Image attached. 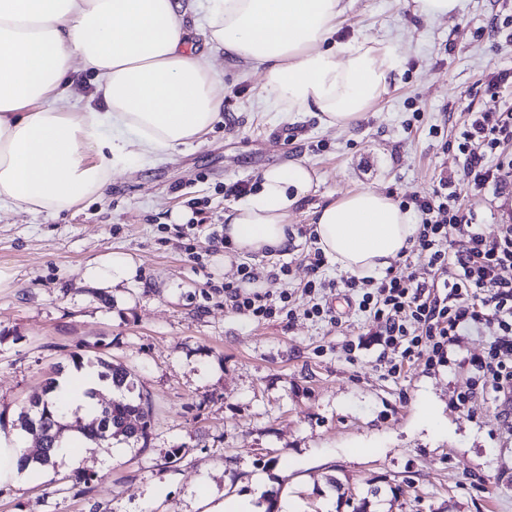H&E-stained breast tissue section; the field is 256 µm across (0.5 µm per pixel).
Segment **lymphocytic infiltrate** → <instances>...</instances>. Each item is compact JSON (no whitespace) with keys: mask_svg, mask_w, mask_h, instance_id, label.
Instances as JSON below:
<instances>
[{"mask_svg":"<svg viewBox=\"0 0 512 512\" xmlns=\"http://www.w3.org/2000/svg\"><path fill=\"white\" fill-rule=\"evenodd\" d=\"M476 139L488 152L512 141V111L475 113L460 134L457 148L465 156L462 182L479 190L501 181L505 165L489 164L485 154L471 152L469 145ZM457 199L453 190L436 191L413 201L421 222L408 255L434 270L432 284L393 273L379 280L353 276L326 280L322 277L326 258L317 250L306 256L312 278L303 291L312 294L343 287L357 296L359 311L379 328L380 343L399 356L389 367L394 376L399 375L402 361L414 356L432 366L445 363L449 348L466 331L491 335L487 357L475 366V385L481 395L505 405L512 402V365L504 361L512 355V280L502 278L500 272L512 266V224L499 225L495 236H485L472 214L457 207ZM452 227L466 238L457 250L448 244ZM224 297L236 311L258 319L284 311L266 292H245L228 284Z\"/></svg>","mask_w":512,"mask_h":512,"instance_id":"lymphocytic-infiltrate-1","label":"lymphocytic infiltrate"}]
</instances>
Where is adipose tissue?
I'll return each mask as SVG.
<instances>
[{"label":"adipose tissue","instance_id":"1","mask_svg":"<svg viewBox=\"0 0 512 512\" xmlns=\"http://www.w3.org/2000/svg\"><path fill=\"white\" fill-rule=\"evenodd\" d=\"M196 25L213 51L192 54L184 0H0V210L57 214L104 197L132 160L199 143L219 116L216 53L260 72L268 101L314 112L326 128L356 124L400 66L381 42L338 41L346 0H205ZM95 78L73 101L67 76ZM305 162L265 170L224 214L239 255H274L288 217L311 192ZM316 244L345 274H384L417 234L413 213L365 188L314 212Z\"/></svg>","mask_w":512,"mask_h":512}]
</instances>
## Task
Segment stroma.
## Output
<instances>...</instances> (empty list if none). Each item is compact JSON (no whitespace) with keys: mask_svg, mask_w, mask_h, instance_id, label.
<instances>
[{"mask_svg":"<svg viewBox=\"0 0 512 512\" xmlns=\"http://www.w3.org/2000/svg\"><path fill=\"white\" fill-rule=\"evenodd\" d=\"M336 39L394 47L402 62L387 92L347 129L323 128L309 112L269 105L259 76L224 66L220 119L203 142L173 159L115 174L104 198L56 215L0 212V431L42 393L55 366L98 354L122 364L152 406L147 444L113 456L92 447L34 480L0 482V512H203L267 475L299 512H512V436L500 407L475 397L473 361L489 339L462 336L454 365L404 362L388 372L376 326L342 293L337 319L305 317L312 296L303 257L317 205L362 188L397 202L459 183L457 149L469 113L512 111V0H461L428 23L405 0H348ZM304 160L311 193L288 224L293 241L272 257L225 254L224 211L257 190L269 168ZM458 203L485 233L512 224V176ZM201 212L196 225L173 213ZM120 252L132 283L86 280L87 266ZM247 267L259 292L291 290L294 318L258 320L232 309L224 285ZM362 349L347 355V341ZM433 399L448 432L431 431ZM84 475L76 483V475Z\"/></svg>","mask_w":512,"mask_h":512,"instance_id":"35a3bbf8","label":"stroma"}]
</instances>
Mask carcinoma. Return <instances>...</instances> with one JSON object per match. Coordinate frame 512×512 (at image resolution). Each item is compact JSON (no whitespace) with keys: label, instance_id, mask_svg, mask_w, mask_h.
<instances>
[{"label":"carcinoma","instance_id":"carcinoma-1","mask_svg":"<svg viewBox=\"0 0 512 512\" xmlns=\"http://www.w3.org/2000/svg\"><path fill=\"white\" fill-rule=\"evenodd\" d=\"M79 366L99 369V377L111 382L119 396L113 399H102V406L95 421L78 429V432L89 442L99 445L110 442L115 438L125 441H147L150 429L151 409L143 397L133 400L126 397L125 392L131 389L133 383L131 374L122 365L106 362L99 357H77ZM57 389V379L50 377L45 382L44 397L30 403V407L21 412L18 425L21 430L28 431L31 425H36L37 436L43 443L42 451L25 454L22 461H30L42 466H54V451L57 448L58 433L64 426L65 413L52 394Z\"/></svg>","mask_w":512,"mask_h":512}]
</instances>
